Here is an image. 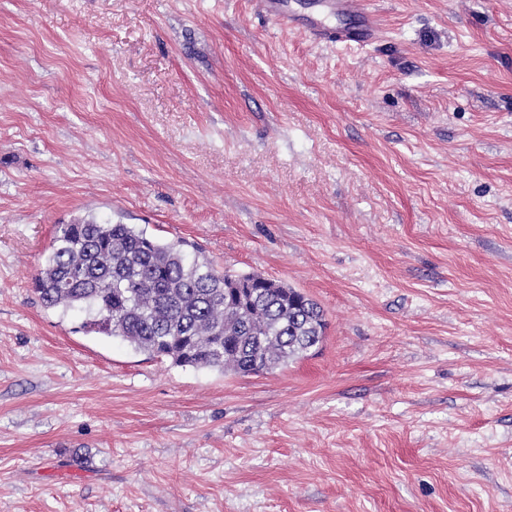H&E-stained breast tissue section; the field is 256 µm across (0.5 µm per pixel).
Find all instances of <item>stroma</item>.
Returning a JSON list of instances; mask_svg holds the SVG:
<instances>
[{"mask_svg":"<svg viewBox=\"0 0 512 512\" xmlns=\"http://www.w3.org/2000/svg\"><path fill=\"white\" fill-rule=\"evenodd\" d=\"M0 0V512H512V0ZM324 309L251 375L44 307L85 216ZM368 0H329L326 4L330 12L337 15L359 17L363 22V30L359 33L345 28L327 26L321 19L315 17L300 18L289 11L284 0H263L265 12L273 17L286 20L288 15L289 28L300 24L305 33L316 41H336L346 44H367L375 34L376 24L368 10Z\"/></svg>","mask_w":512,"mask_h":512,"instance_id":"stroma-1","label":"stroma"}]
</instances>
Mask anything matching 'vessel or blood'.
Wrapping results in <instances>:
<instances>
[{"label": "vessel or blood", "instance_id": "1", "mask_svg": "<svg viewBox=\"0 0 512 512\" xmlns=\"http://www.w3.org/2000/svg\"><path fill=\"white\" fill-rule=\"evenodd\" d=\"M262 4L268 15L287 20L292 26H302L305 33L317 41L362 45L369 43L376 31V24L369 13L367 0H329L327 4L330 12L359 17L363 22V29L358 33L345 28L327 26L321 19L315 17L303 19L290 14L284 0H262Z\"/></svg>", "mask_w": 512, "mask_h": 512}]
</instances>
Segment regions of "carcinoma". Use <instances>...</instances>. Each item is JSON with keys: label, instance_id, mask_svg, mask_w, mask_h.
Listing matches in <instances>:
<instances>
[{"label": "carcinoma", "instance_id": "1", "mask_svg": "<svg viewBox=\"0 0 512 512\" xmlns=\"http://www.w3.org/2000/svg\"><path fill=\"white\" fill-rule=\"evenodd\" d=\"M34 287L47 308H85L84 328L177 366L270 372L322 342L324 310L258 273H220L131 224L81 219L61 228Z\"/></svg>", "mask_w": 512, "mask_h": 512}]
</instances>
